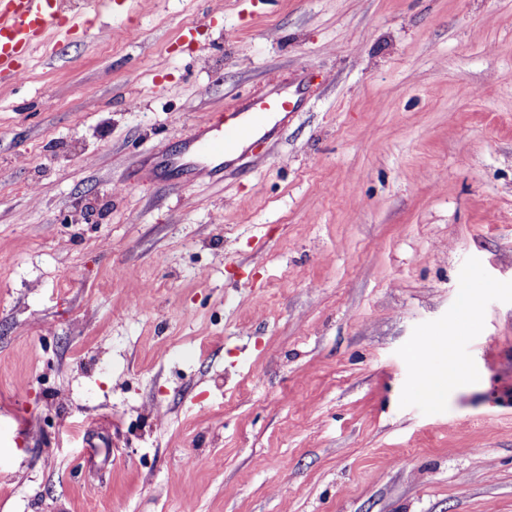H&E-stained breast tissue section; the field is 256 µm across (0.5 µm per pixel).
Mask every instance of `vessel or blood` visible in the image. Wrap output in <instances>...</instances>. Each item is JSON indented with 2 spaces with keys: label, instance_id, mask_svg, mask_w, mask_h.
Returning a JSON list of instances; mask_svg holds the SVG:
<instances>
[{
  "label": "vessel or blood",
  "instance_id": "obj_1",
  "mask_svg": "<svg viewBox=\"0 0 512 512\" xmlns=\"http://www.w3.org/2000/svg\"><path fill=\"white\" fill-rule=\"evenodd\" d=\"M95 25V18L80 21L69 15L63 0H0V81H19L24 61L33 48L46 44L49 37L85 33ZM292 109L291 100L280 96L254 103L250 118L232 112L224 119L202 122L200 135L191 144L193 153L208 160L199 168V175L217 177L224 169L225 155L236 152L251 139L256 122L287 116Z\"/></svg>",
  "mask_w": 512,
  "mask_h": 512
}]
</instances>
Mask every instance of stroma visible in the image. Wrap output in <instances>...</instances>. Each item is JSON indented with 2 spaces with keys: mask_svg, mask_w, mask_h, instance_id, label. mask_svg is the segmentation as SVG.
Listing matches in <instances>:
<instances>
[{
  "mask_svg": "<svg viewBox=\"0 0 512 512\" xmlns=\"http://www.w3.org/2000/svg\"><path fill=\"white\" fill-rule=\"evenodd\" d=\"M26 69L0 512H512V0H112ZM293 109L288 95L265 99L254 103L248 110L254 120L242 119L239 112H230L227 117L215 123L206 120L200 124V136L191 144L195 154L203 155L209 164L201 166L198 174L213 179L224 169V156L236 152L253 136L255 124L273 116L288 118ZM461 378L460 369L453 365L448 364V373L445 375H432L426 378V389L417 388L415 395L418 398H435L447 391L448 383L452 380H459Z\"/></svg>",
  "mask_w": 512,
  "mask_h": 512,
  "instance_id": "obj_1",
  "label": "stroma"
}]
</instances>
